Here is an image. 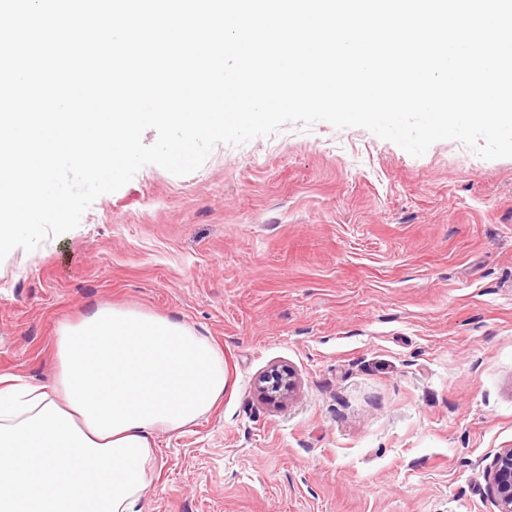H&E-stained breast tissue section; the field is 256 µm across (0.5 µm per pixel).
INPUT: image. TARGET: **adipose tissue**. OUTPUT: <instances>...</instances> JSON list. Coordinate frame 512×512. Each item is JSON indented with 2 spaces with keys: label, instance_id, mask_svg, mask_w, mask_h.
<instances>
[{
  "label": "adipose tissue",
  "instance_id": "obj_1",
  "mask_svg": "<svg viewBox=\"0 0 512 512\" xmlns=\"http://www.w3.org/2000/svg\"><path fill=\"white\" fill-rule=\"evenodd\" d=\"M51 386L0 374V512H142L159 433L222 399L224 356L192 326L101 306L55 337Z\"/></svg>",
  "mask_w": 512,
  "mask_h": 512
}]
</instances>
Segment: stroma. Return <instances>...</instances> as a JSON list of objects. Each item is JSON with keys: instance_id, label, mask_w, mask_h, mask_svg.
Listing matches in <instances>:
<instances>
[{"instance_id": "35a3bbf8", "label": "stroma", "mask_w": 512, "mask_h": 512, "mask_svg": "<svg viewBox=\"0 0 512 512\" xmlns=\"http://www.w3.org/2000/svg\"><path fill=\"white\" fill-rule=\"evenodd\" d=\"M182 320L224 397L157 438L144 512H497L512 448V158L419 157L297 124L173 175L149 165L74 230L0 262V373L53 382L98 306ZM295 395L266 402L269 366ZM486 479L498 512H512V448H501L497 452Z\"/></svg>"}]
</instances>
